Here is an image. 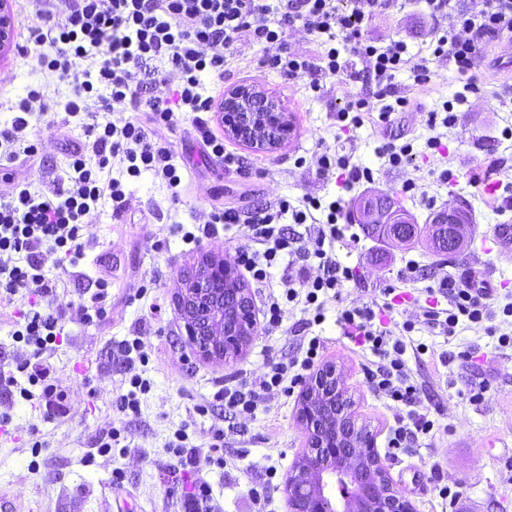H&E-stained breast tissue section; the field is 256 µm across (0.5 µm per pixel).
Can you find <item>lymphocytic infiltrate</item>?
Listing matches in <instances>:
<instances>
[{"mask_svg": "<svg viewBox=\"0 0 512 512\" xmlns=\"http://www.w3.org/2000/svg\"><path fill=\"white\" fill-rule=\"evenodd\" d=\"M425 2L432 22L431 54L447 60L459 74L472 77L484 49L512 36V0H483L478 10L467 0ZM397 4L398 0H348L344 6L339 0H26L23 12L31 37L46 47L40 64L48 75L65 76L76 61L89 57L99 58L100 63L75 87L65 105L69 117L85 119L87 137L74 147L66 181L57 182L47 195L18 185L0 197V301L12 303L19 294L29 297L27 309L20 314L22 325L13 336L32 348L24 378H17L7 360H0V388L17 392L20 399L42 410L45 420L66 412L65 397L54 386L53 366L46 357L60 333L62 311L53 305L57 289L45 268L51 259L61 266L79 264L86 247L83 231L102 199H111L114 212L124 209L127 199L121 180L101 179L102 170L117 160L129 176L146 169L168 187L177 188L181 177L172 151L168 144L152 141L151 134L177 125L182 112L194 113L196 130L211 155L225 166H242V159L225 149L223 138L211 133L206 115L214 109L224 75L243 40L262 45L259 68L307 79L312 91H320L322 80L335 76L374 86L372 98H357L352 108L338 111V121L357 125L365 112L374 110L379 121L391 122L394 113L410 107L409 97L400 93L395 82L397 72L411 68L414 84L420 88L432 82L426 63H411L405 41L379 46L365 34L367 22ZM301 30L313 38L311 53H297L289 45ZM155 58L167 59L170 65L166 77L177 82L172 97L143 98L134 82L136 69ZM354 58L359 61L355 68L350 65ZM205 71L216 80L209 92L200 80ZM97 86L110 91L103 111L129 113V120L120 125L109 120L88 122L87 99ZM18 109L20 114L11 126L0 130V166L34 156L35 146L25 131L30 117L48 111L49 106L41 90L33 89ZM89 153L96 159L92 169L85 162ZM310 164L320 177L338 174L343 196L373 181L369 168L352 163L345 154L325 151L313 155ZM343 196L326 206L306 197L298 207L282 201L245 215L234 208L209 213L201 228L205 236L214 233L217 225L247 222L249 243L238 250L237 259L256 287L267 291L262 307L267 326L281 324L285 303L304 301L313 311V323L319 324L325 319L326 299L340 301L345 282L353 278L352 268L335 249L345 237L340 225L345 214ZM321 208L327 211L325 221L311 222L312 211ZM287 214L298 224V231L285 232L281 219ZM283 257L293 264L316 260L320 274L299 283L282 278L281 292H269L271 270ZM428 294L448 303L447 309L431 306L425 312L426 327L442 335H454L459 323L478 325L491 317L492 289L473 287L469 279L441 278ZM392 309L389 301L375 307L341 304L336 322L344 336L373 355L374 367L367 372L373 391L403 410L387 442L396 454L412 449L436 422L415 409L419 386L411 377L402 339L412 331V323H404L398 337L380 322ZM302 342V357L270 361L261 375L221 388L217 399L232 414L252 418L268 393L284 390L287 381L299 379L301 371L314 365L322 337L306 336Z\"/></svg>", "mask_w": 512, "mask_h": 512, "instance_id": "1", "label": "lymphocytic infiltrate"}]
</instances>
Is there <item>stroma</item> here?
Masks as SVG:
<instances>
[{
  "mask_svg": "<svg viewBox=\"0 0 512 512\" xmlns=\"http://www.w3.org/2000/svg\"><path fill=\"white\" fill-rule=\"evenodd\" d=\"M430 31L424 0H406L403 8L377 17L368 27L369 36L381 44L401 39L410 54L422 57L428 54ZM41 51L32 42L26 54L0 60V128L10 125L13 106L29 89H41L56 104L53 112L30 122L28 137L38 149L34 162L15 164L9 173L0 170V184L22 179L36 193L47 191L68 169L70 153L51 126L63 124V105L74 86L97 67L96 60H83L67 77L51 78L39 65ZM237 54L241 63L225 75V88L255 84L279 98L293 117L291 139L274 153L226 139L227 149L247 166L246 172L238 173L220 161L203 160L192 115L183 112L175 128L157 132L170 145L181 173L178 192H171L152 172L130 177L120 162H113L110 175L124 184L125 209L114 213L111 200L102 201L79 275L53 265L47 271L57 284L63 308L62 331L47 357L55 368V385L66 396L67 413L47 421L42 411L0 392V412L10 417L7 434L0 436V494L28 512H116L120 507L125 512H181L185 495L195 482L204 481L211 485L222 512H254L250 491L257 486L265 488L270 512H286L284 482L306 448L296 418L298 389L274 394L243 424L225 414L214 394L225 382L262 373L269 360L300 356L301 342L294 329L308 318V311L300 303L287 305L281 325L260 328L245 355L225 367L192 354L173 297L199 249L232 260L248 242L243 223L219 229L197 245L185 241L184 233L197 232L211 209L245 212L283 200L295 204L308 195L325 203L334 200L335 178H319L308 165L313 153L330 149L350 155L373 172V183L356 192L351 211H358L365 199L383 195L399 198L411 223L420 226L428 224L437 210L461 205L469 210L471 243L452 259L437 255L426 237L395 248L356 224L359 243L337 249L355 274L343 297L349 304H369L382 301L384 290L396 289L404 301L393 312L395 322H414L408 340L427 347L425 353L409 358L408 365L422 387L420 406L430 410L439 429L413 451L387 460L393 479L406 490L416 512H445L449 506L438 494L443 484L459 493L452 506L455 512H512V348L500 347L497 336L481 325L449 338L433 335L423 323V313L432 303L424 283L409 282L402 275L409 262L418 263L431 279L472 273L495 288V309L512 303V255L486 248L494 226L512 225V210L499 212L497 200L471 184L492 156L512 166V138L504 134V115L512 111V68L478 72L476 92L469 94L468 104L459 105L455 96L462 91L464 78L447 61L430 59L434 84L429 95L420 97V111L399 113L389 124L367 120L342 128L336 114L357 98L358 83L330 78L316 93L303 80L257 69L263 54L260 45L239 43ZM447 102L454 105L455 126L430 129L431 113H442ZM435 133L443 142L437 152L426 147L427 138ZM399 136L413 142L415 157L393 167L377 149ZM446 169L453 178L443 184L439 175ZM103 288L110 302L106 316L84 322L80 303ZM325 316L309 330L324 339L320 360L343 366L354 412L371 427L377 448H384L397 411L372 391L365 375L370 360L342 336L335 303H327ZM135 336L144 339L146 361L130 362L117 352L123 340ZM465 350L471 351V358H462ZM446 351L458 352L459 360L441 364L439 357ZM136 375L149 380L150 390L140 398V414L126 416L115 401L128 392ZM467 380L486 386L482 403H471L462 395ZM185 422L199 444L208 442L212 427L224 431L223 447L213 449L211 460L191 472L176 469L167 448ZM112 428L121 433L122 449L87 458L95 436ZM37 441L44 444L38 451L32 448ZM116 476L121 479L117 486L112 483Z\"/></svg>",
  "mask_w": 512,
  "mask_h": 512,
  "instance_id": "stroma-1",
  "label": "stroma"
}]
</instances>
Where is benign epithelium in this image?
Returning <instances> with one entry per match:
<instances>
[{
	"instance_id": "1",
	"label": "benign epithelium",
	"mask_w": 512,
	"mask_h": 512,
	"mask_svg": "<svg viewBox=\"0 0 512 512\" xmlns=\"http://www.w3.org/2000/svg\"><path fill=\"white\" fill-rule=\"evenodd\" d=\"M14 47L9 0H0V56ZM224 132L272 153L288 141L290 112L271 94L239 84L224 95ZM364 223L392 244L412 240L411 225L390 210L366 206ZM467 225L439 219L427 228L443 254L461 249ZM187 343L206 363L231 365L257 336L255 306L234 263L203 250L174 296ZM297 419L308 448L285 480L288 512H415L376 449L373 432L357 423L344 371L334 363L314 369L301 384Z\"/></svg>"
}]
</instances>
